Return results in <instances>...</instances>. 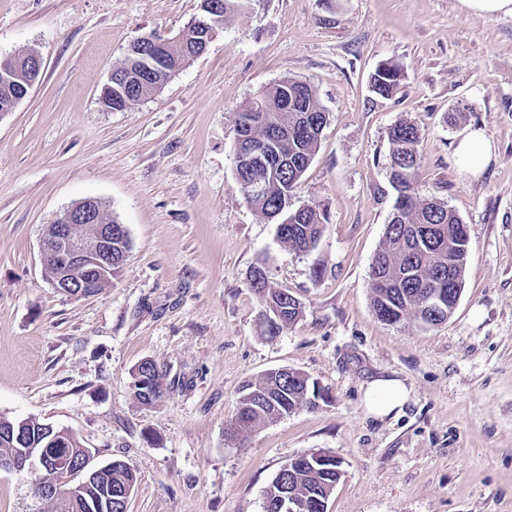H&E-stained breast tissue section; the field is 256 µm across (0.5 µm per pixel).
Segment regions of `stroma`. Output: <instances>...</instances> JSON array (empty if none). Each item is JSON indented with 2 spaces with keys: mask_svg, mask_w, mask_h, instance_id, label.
I'll use <instances>...</instances> for the list:
<instances>
[{
  "mask_svg": "<svg viewBox=\"0 0 512 512\" xmlns=\"http://www.w3.org/2000/svg\"><path fill=\"white\" fill-rule=\"evenodd\" d=\"M201 0H0V58L36 51L40 80L0 116V415L72 432L96 465L138 481L127 512H264L292 457L323 449L343 476L327 512H512V16L458 0H246L206 52L131 109L100 96L136 37L173 35ZM392 61V98L370 79ZM309 83L327 114L296 205L326 209L315 249L295 253L244 200L235 119L266 86ZM423 130L416 187L467 226L465 284L452 316L387 325L370 267L392 216L388 131ZM496 147L480 178L459 139ZM87 196L128 230L109 288L71 299L47 281L45 224ZM299 299L276 337L260 329L255 266ZM153 360L165 392H131ZM290 368L328 393L229 437L243 383ZM400 379L410 399L376 418L366 384ZM30 477L0 471V512H35ZM403 80V71L395 63L380 64L371 79V92L380 98L389 99L399 90ZM456 154L461 171L479 176L495 155V145L483 129H471L459 142Z\"/></svg>",
  "mask_w": 512,
  "mask_h": 512,
  "instance_id": "1",
  "label": "stroma"
}]
</instances>
